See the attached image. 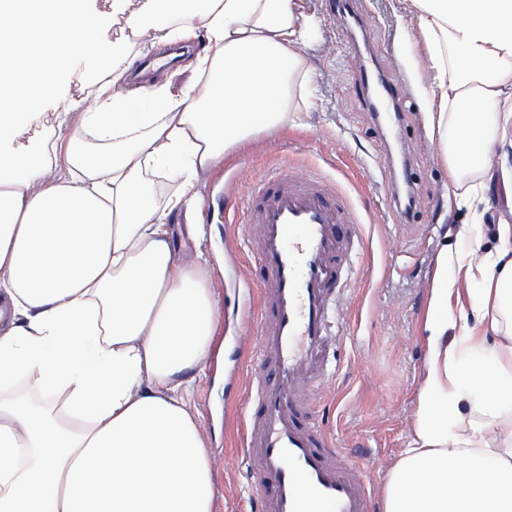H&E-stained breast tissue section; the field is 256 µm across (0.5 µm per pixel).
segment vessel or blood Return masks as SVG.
Here are the masks:
<instances>
[{
    "label": "vessel or blood",
    "instance_id": "1",
    "mask_svg": "<svg viewBox=\"0 0 512 512\" xmlns=\"http://www.w3.org/2000/svg\"><path fill=\"white\" fill-rule=\"evenodd\" d=\"M353 221L326 184L295 169L272 170L249 191L241 234L257 252L260 317L242 455L256 512H372L365 479L318 424L313 399L351 274L343 227Z\"/></svg>",
    "mask_w": 512,
    "mask_h": 512
}]
</instances>
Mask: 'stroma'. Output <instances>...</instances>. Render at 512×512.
<instances>
[{
  "label": "stroma",
  "instance_id": "1",
  "mask_svg": "<svg viewBox=\"0 0 512 512\" xmlns=\"http://www.w3.org/2000/svg\"><path fill=\"white\" fill-rule=\"evenodd\" d=\"M330 2L303 0L310 34L300 53L312 98L294 91L280 128L200 175L199 235L189 236L184 214L171 219L182 260L207 259L221 316L190 396L215 475V512H253L239 448L255 342L243 312L259 304L248 288L257 260L238 230L253 180L274 165L302 168L343 194L359 222L364 248L354 255L358 270L336 315L343 338L326 351L334 372L315 392V411L336 447L365 470L378 505L415 419L435 257L460 249L451 232L472 217L448 203V169L423 111L428 59L406 0H351L368 21L349 34ZM367 68L401 87L395 119L375 113L364 95Z\"/></svg>",
  "mask_w": 512,
  "mask_h": 512
}]
</instances>
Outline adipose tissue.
Here are the masks:
<instances>
[{"mask_svg": "<svg viewBox=\"0 0 512 512\" xmlns=\"http://www.w3.org/2000/svg\"><path fill=\"white\" fill-rule=\"evenodd\" d=\"M429 52V131L457 206L481 201L493 125L512 101V0H407ZM152 43L204 28L195 82L124 90L126 57L82 0H0V512H214L215 481L190 401L218 311L203 262L186 263L173 211L193 215L200 173L276 129L304 78L302 0H143L129 17ZM111 59L86 85L95 111L56 134L72 38ZM138 99L140 111L129 109ZM41 126L12 147L20 118ZM64 161L66 177L33 190ZM184 175L159 204L149 168ZM479 253L481 225L440 251L426 310L427 361L410 438L383 512H512V225ZM461 336L449 341L450 326Z\"/></svg>", "mask_w": 512, "mask_h": 512, "instance_id": "obj_1", "label": "adipose tissue"}]
</instances>
